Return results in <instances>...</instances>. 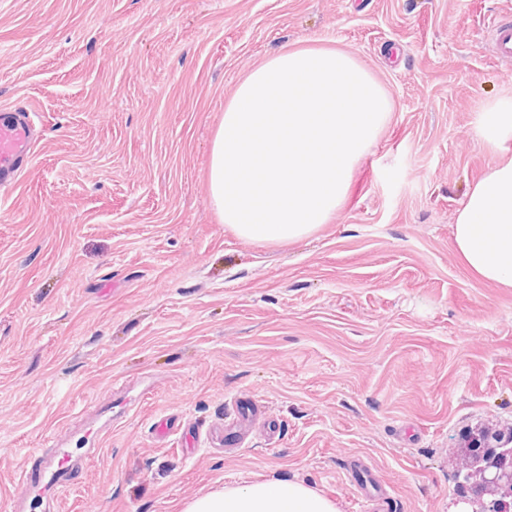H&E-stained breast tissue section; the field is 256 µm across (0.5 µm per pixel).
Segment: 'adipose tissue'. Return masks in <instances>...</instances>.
Listing matches in <instances>:
<instances>
[{
    "label": "adipose tissue",
    "mask_w": 512,
    "mask_h": 512,
    "mask_svg": "<svg viewBox=\"0 0 512 512\" xmlns=\"http://www.w3.org/2000/svg\"><path fill=\"white\" fill-rule=\"evenodd\" d=\"M484 142L497 149L512 140V99L487 107L480 118ZM465 265L484 280L512 288V158L493 163L470 186L454 226ZM183 512H341L336 500L304 482L274 478L208 492Z\"/></svg>",
    "instance_id": "adipose-tissue-1"
}]
</instances>
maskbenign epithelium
<instances>
[{"instance_id":"obj_1","label":"benign epithelium","mask_w":512,"mask_h":512,"mask_svg":"<svg viewBox=\"0 0 512 512\" xmlns=\"http://www.w3.org/2000/svg\"><path fill=\"white\" fill-rule=\"evenodd\" d=\"M470 447L511 457L512 429L478 430ZM489 495L498 512H512V467L488 464L480 468L474 481L460 483L454 492L456 512H481Z\"/></svg>"}]
</instances>
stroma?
Masks as SVG:
<instances>
[{"label": "stroma", "instance_id": "35a3bbf8", "mask_svg": "<svg viewBox=\"0 0 512 512\" xmlns=\"http://www.w3.org/2000/svg\"><path fill=\"white\" fill-rule=\"evenodd\" d=\"M512 0H0V110L34 153L0 190V512H182L294 477L361 512H453L466 435L512 427V288L453 224L512 98L484 21ZM335 45L394 110L328 224L224 227L211 147L270 54ZM169 419L163 441L153 426ZM34 448L66 452L41 481ZM479 132L484 142L493 149L512 139V99L502 100L487 107L480 118Z\"/></svg>", "mask_w": 512, "mask_h": 512}]
</instances>
